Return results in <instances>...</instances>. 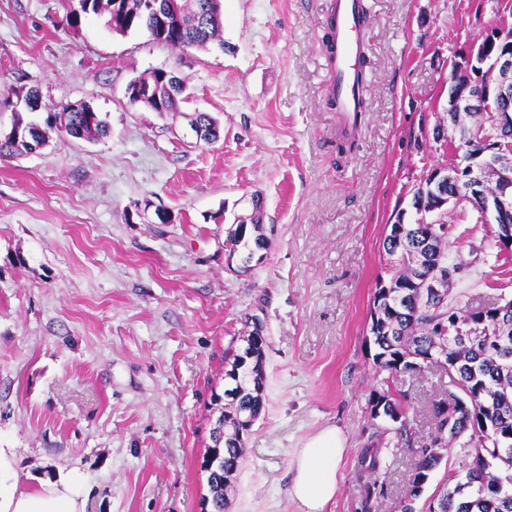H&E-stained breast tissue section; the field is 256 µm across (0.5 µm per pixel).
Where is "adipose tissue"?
<instances>
[{"label":"adipose tissue","mask_w":512,"mask_h":512,"mask_svg":"<svg viewBox=\"0 0 512 512\" xmlns=\"http://www.w3.org/2000/svg\"><path fill=\"white\" fill-rule=\"evenodd\" d=\"M346 451L347 439L335 426L322 428L296 450L289 495L302 512H325L334 500ZM15 466V450L0 447V512H85L87 482L82 473L72 469L23 487Z\"/></svg>","instance_id":"1"}]
</instances>
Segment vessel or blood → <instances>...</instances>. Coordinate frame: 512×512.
Masks as SVG:
<instances>
[{
	"label": "vessel or blood",
	"mask_w": 512,
	"mask_h": 512,
	"mask_svg": "<svg viewBox=\"0 0 512 512\" xmlns=\"http://www.w3.org/2000/svg\"><path fill=\"white\" fill-rule=\"evenodd\" d=\"M334 74L331 93L346 132H357L366 105L367 81L361 66L365 47L358 38L368 20L366 0H330Z\"/></svg>",
	"instance_id": "b4317fda"
}]
</instances>
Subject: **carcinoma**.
Listing matches in <instances>:
<instances>
[{
  "instance_id": "carcinoma-1",
  "label": "carcinoma",
  "mask_w": 512,
  "mask_h": 512,
  "mask_svg": "<svg viewBox=\"0 0 512 512\" xmlns=\"http://www.w3.org/2000/svg\"><path fill=\"white\" fill-rule=\"evenodd\" d=\"M80 11L112 19L123 18L126 30L144 29L152 39L173 50L203 49L213 41L224 45V17L214 0H78ZM169 9L163 28L154 24L158 9ZM150 82L159 87L158 97L148 101L154 112H173L183 88L172 71L157 70ZM58 132L74 139H96L107 133L105 120L90 105L81 103L70 113L67 125ZM45 136L40 125L18 117L9 135L0 140V154L31 153L42 146ZM263 213L253 224L254 233L243 239L237 231L229 235L231 252L262 249L266 241L262 230ZM401 235H389L383 249L391 257L389 279L379 278L370 315L369 338L379 371L396 379L417 370L424 356L432 354L431 364L448 374L454 391L431 402L432 431L429 443L413 450L409 489L401 512H414L412 501L421 495L430 474L438 468L440 450L454 443L468 449L459 469L448 475L429 505V512H512V310L499 313L496 303L481 308L463 309L449 299V283L436 288L422 284L423 273L448 255V232H434L432 224H402ZM250 315L246 324L252 330L242 337L243 345L226 361L224 410L213 429L215 455L223 465L209 470L211 512H225L226 491L232 487L239 462L244 456L245 419L255 421L264 409L265 355L250 359L253 347L267 345ZM480 324V336L456 337L445 331L452 322ZM371 419L375 410L398 424L395 447L410 445L411 425L401 403L390 390H375L369 398ZM359 463L368 473L381 476L388 466L381 449L369 445L361 450Z\"/></svg>"
}]
</instances>
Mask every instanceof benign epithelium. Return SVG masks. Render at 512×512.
Returning <instances> with one entry per match:
<instances>
[{
    "instance_id": "1",
    "label": "benign epithelium",
    "mask_w": 512,
    "mask_h": 512,
    "mask_svg": "<svg viewBox=\"0 0 512 512\" xmlns=\"http://www.w3.org/2000/svg\"><path fill=\"white\" fill-rule=\"evenodd\" d=\"M512 30L497 28L457 65L440 138L462 142L463 160L433 169L420 185L434 211L468 202L479 222L505 225L500 246L512 250Z\"/></svg>"
}]
</instances>
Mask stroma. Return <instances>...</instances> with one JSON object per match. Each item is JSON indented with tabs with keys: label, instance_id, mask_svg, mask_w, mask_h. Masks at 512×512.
I'll list each match as a JSON object with an SVG mask.
<instances>
[{
	"label": "stroma",
	"instance_id": "obj_1",
	"mask_svg": "<svg viewBox=\"0 0 512 512\" xmlns=\"http://www.w3.org/2000/svg\"><path fill=\"white\" fill-rule=\"evenodd\" d=\"M328 3L222 0L223 48L181 53L112 32L78 0H0V137L60 103L109 126L98 141L53 131L39 152L0 155V446L16 450L21 484L76 469L86 512H204L225 358L253 314L265 406L226 512H301L294 452L329 425L348 451L326 512H400L412 452L387 447L393 423L368 405L382 380L367 340L382 243L397 219L417 221L410 200L430 171L459 162L434 138L454 65L512 28V0H367L352 139L328 91ZM156 69L184 80L180 111L129 107L127 84ZM197 110L218 121L217 141H196ZM255 195L266 247L242 273L227 238ZM433 219L449 226L455 305L511 298L496 225L462 205ZM391 388L421 445L443 382L427 367ZM377 443L389 470L375 481L358 455Z\"/></svg>",
	"mask_w": 512,
	"mask_h": 512
}]
</instances>
